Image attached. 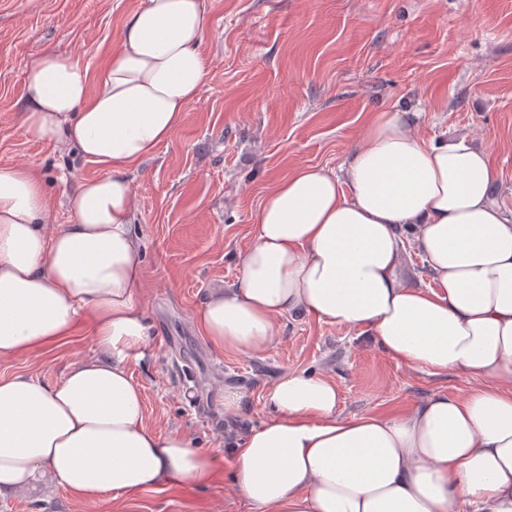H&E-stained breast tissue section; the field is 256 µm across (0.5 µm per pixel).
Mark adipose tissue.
<instances>
[{
  "label": "adipose tissue",
  "instance_id": "ef3b65f1",
  "mask_svg": "<svg viewBox=\"0 0 512 512\" xmlns=\"http://www.w3.org/2000/svg\"><path fill=\"white\" fill-rule=\"evenodd\" d=\"M207 28L206 0H144L97 77L51 51L26 67L24 134L108 173L75 182L72 221L58 227L37 170L0 165V358L83 331L97 348L52 385L0 380V494L47 477L74 501H118L208 486L228 462L235 493L260 512H512V211L490 195L498 173L485 150L424 143L398 110L370 116L339 173L303 166L277 183L237 284L210 290L194 323L216 349L260 351L276 317L300 309L472 388L346 418L331 377L293 371L268 389L273 418L233 435L225 458L146 423L125 366L147 336L128 172L205 84ZM405 224L432 287L402 281Z\"/></svg>",
  "mask_w": 512,
  "mask_h": 512
}]
</instances>
